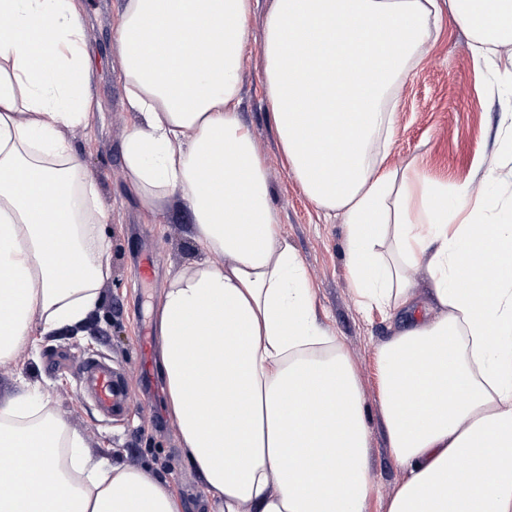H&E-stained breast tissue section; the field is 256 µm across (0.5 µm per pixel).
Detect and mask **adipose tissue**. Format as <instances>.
I'll return each mask as SVG.
<instances>
[{"label": "adipose tissue", "mask_w": 512, "mask_h": 512, "mask_svg": "<svg viewBox=\"0 0 512 512\" xmlns=\"http://www.w3.org/2000/svg\"><path fill=\"white\" fill-rule=\"evenodd\" d=\"M257 0H122L113 42L136 123L128 183L192 214L158 367L215 512H364L375 490L354 366L319 322L238 111ZM476 69L512 77V0H273L265 91L290 175L348 229L362 308L404 316L378 349L388 512H512V204L480 181L384 168L399 78L442 12ZM78 0H0V358L100 302L108 215L67 133L94 98ZM222 255L216 265L209 254ZM430 281L432 316L414 280ZM0 512H183L164 481L95 457L36 392L0 404Z\"/></svg>", "instance_id": "1"}]
</instances>
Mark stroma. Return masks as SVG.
<instances>
[{
    "label": "stroma",
    "instance_id": "obj_1",
    "mask_svg": "<svg viewBox=\"0 0 512 512\" xmlns=\"http://www.w3.org/2000/svg\"><path fill=\"white\" fill-rule=\"evenodd\" d=\"M82 3L86 49L94 66L92 92L99 107L88 127L72 131L70 138L108 211L105 259L110 273L101 285L98 307L79 330L45 335L40 325H33V332L42 335L38 345L19 347L0 360V396L38 388L48 410L76 430L95 455L164 479L184 512H213V500L179 444L163 381L148 380L141 364V341L156 333L165 288L177 269L199 256L192 216L176 206L151 213L129 190L123 142L136 117L127 107L112 49V21L121 0ZM270 3L258 0L250 21L252 36L240 72L241 117L265 162L280 231L300 260L318 316L356 370L367 407L369 466L376 483L365 512H387L404 471L387 447L377 351L399 321L359 306L346 265L345 224L339 218L324 221L287 171L264 89L262 35ZM468 42L467 32L443 14L436 43L401 77L388 167L410 165L452 184L470 179L482 159H496L500 172L512 170V157L499 152L501 114L512 104V81L478 72ZM148 257L153 275L146 282L139 270ZM91 355L109 357L122 367L130 391V421H103L79 390L77 370Z\"/></svg>",
    "mask_w": 512,
    "mask_h": 512
}]
</instances>
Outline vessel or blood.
<instances>
[{"mask_svg": "<svg viewBox=\"0 0 512 512\" xmlns=\"http://www.w3.org/2000/svg\"><path fill=\"white\" fill-rule=\"evenodd\" d=\"M79 382L100 417L109 420L128 415L130 402L118 365L102 358L84 360L79 367Z\"/></svg>", "mask_w": 512, "mask_h": 512, "instance_id": "vessel-or-blood-1", "label": "vessel or blood"}]
</instances>
